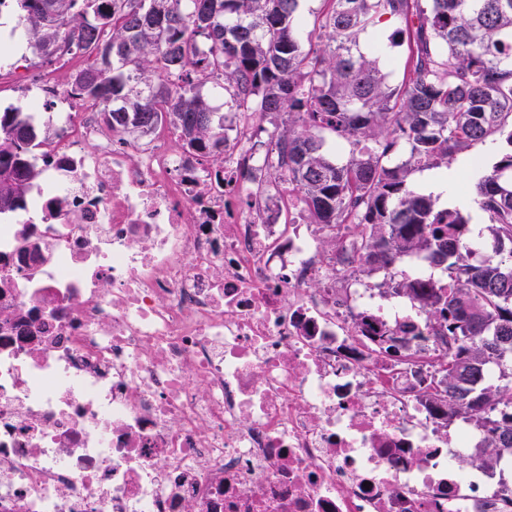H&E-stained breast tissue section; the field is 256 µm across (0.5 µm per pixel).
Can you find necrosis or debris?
Masks as SVG:
<instances>
[{
    "label": "necrosis or debris",
    "mask_w": 512,
    "mask_h": 512,
    "mask_svg": "<svg viewBox=\"0 0 512 512\" xmlns=\"http://www.w3.org/2000/svg\"><path fill=\"white\" fill-rule=\"evenodd\" d=\"M66 100L42 177L0 224V512H506L461 457L484 436L352 322L423 321L366 280L342 224L279 221L284 172L234 115L224 167ZM342 248L328 253L327 237Z\"/></svg>",
    "instance_id": "necrosis-or-debris-1"
}]
</instances>
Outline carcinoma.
I'll use <instances>...</instances> for the list:
<instances>
[{"instance_id": "obj_1", "label": "carcinoma", "mask_w": 512, "mask_h": 512, "mask_svg": "<svg viewBox=\"0 0 512 512\" xmlns=\"http://www.w3.org/2000/svg\"><path fill=\"white\" fill-rule=\"evenodd\" d=\"M307 20L300 0H0L23 11L28 43L47 60L89 57L71 96L119 106L109 122L177 126L185 143L224 163V121L200 87L224 76L236 112L270 123L266 162L286 167L307 224H347L361 268L386 271L380 287L426 314L416 323L354 330L374 350L411 364L392 343L431 334L445 346L424 400L484 429V447L512 455V0H323ZM388 41L360 46L381 21ZM312 26L317 42L304 48ZM408 54L400 83L385 69ZM332 136L344 162L325 149ZM50 138L18 108L0 113V214L19 209L40 178L35 149ZM510 150L476 183L492 254L474 261L470 219L439 208L410 183L413 171L448 165L475 144ZM425 253L446 282L401 277L396 261ZM500 369L487 384L488 367Z\"/></svg>"}]
</instances>
